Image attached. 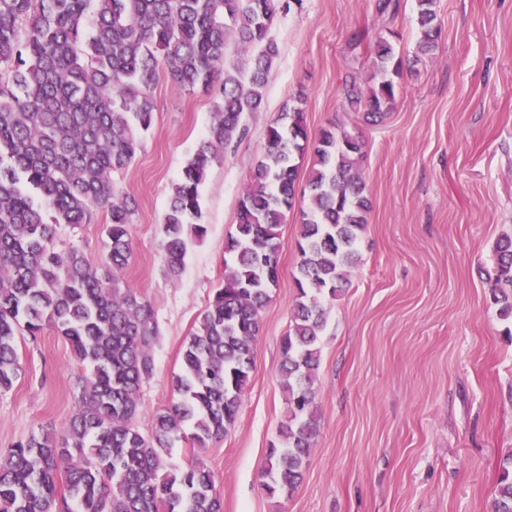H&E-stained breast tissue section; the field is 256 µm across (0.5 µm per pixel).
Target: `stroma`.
Wrapping results in <instances>:
<instances>
[{
  "label": "stroma",
  "mask_w": 512,
  "mask_h": 512,
  "mask_svg": "<svg viewBox=\"0 0 512 512\" xmlns=\"http://www.w3.org/2000/svg\"><path fill=\"white\" fill-rule=\"evenodd\" d=\"M394 18L374 0H296L272 28L280 54L260 111L200 189L203 237L179 276L166 272L160 224L173 182L203 140L212 96L166 80L133 162L114 176L134 198L124 284L153 307L154 373L135 420L148 432L172 400L184 341L224 281L225 243L263 156L270 122L301 105L310 137L345 131L364 143L371 200L362 261L335 300L321 339L319 429L292 495L261 488L266 450L288 403L280 342L297 297L299 208L282 226L279 285L262 313L254 369L239 419L203 455L224 512H493L499 462L512 449V323L501 320L490 276L494 249L512 236V0H438L442 36L421 56L416 0ZM386 37L402 62L392 112L371 123L350 104L346 79L368 82L370 48ZM105 212L58 226L55 244L90 261L105 253ZM21 374L0 391V448L64 428L81 368L53 328L22 337Z\"/></svg>",
  "instance_id": "35a3bbf8"
}]
</instances>
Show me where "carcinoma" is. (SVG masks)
<instances>
[{
	"label": "carcinoma",
	"mask_w": 512,
	"mask_h": 512,
	"mask_svg": "<svg viewBox=\"0 0 512 512\" xmlns=\"http://www.w3.org/2000/svg\"><path fill=\"white\" fill-rule=\"evenodd\" d=\"M436 5L417 0L424 54L441 34ZM288 10L290 0H0V391L18 377L19 338L45 326L70 344L84 370L61 432L0 449V512H223L203 461L169 468L164 455L182 439L203 451L237 423L262 312L279 282L281 226L298 188L295 156L309 151L297 297L281 340L288 416L267 448L262 489L279 498L300 485L317 430L325 301L336 299L360 260L370 210L363 144L331 130L310 139L300 107L269 124L226 242L224 284L185 342L175 398L153 416L148 436L134 421L141 384L154 370L157 330L151 302L121 285L134 208L113 180L154 123L159 75L212 95L206 136L173 183L162 221L164 263L178 275L188 235L206 233L200 187L245 134L242 115L261 107L280 53L270 31ZM231 43L238 62L227 67ZM371 63L370 84L353 79L345 90L351 103L380 116L394 105L401 61L381 36ZM100 209L109 216L103 260L53 247L57 226L89 224ZM495 260L493 299L501 319H512V237L500 239ZM500 468L493 512H512V449Z\"/></svg>",
	"instance_id": "carcinoma-1"
}]
</instances>
